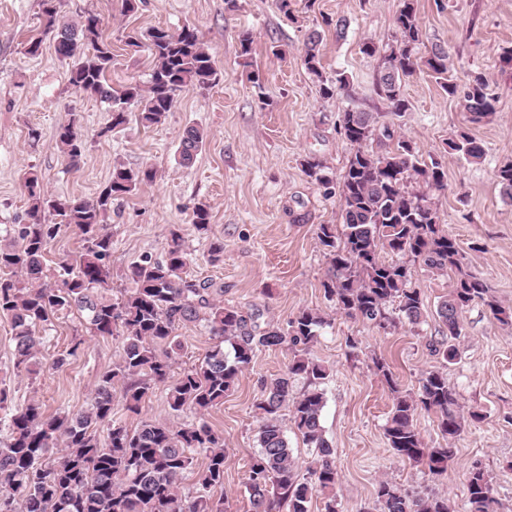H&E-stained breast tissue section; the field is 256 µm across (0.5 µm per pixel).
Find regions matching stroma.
Segmentation results:
<instances>
[{
    "label": "stroma",
    "mask_w": 512,
    "mask_h": 512,
    "mask_svg": "<svg viewBox=\"0 0 512 512\" xmlns=\"http://www.w3.org/2000/svg\"><path fill=\"white\" fill-rule=\"evenodd\" d=\"M423 32L421 53L443 47L458 81L482 73L497 98L490 122L470 123L460 98L448 96L428 71L404 83L408 107L392 115L376 88L381 52L396 41L394 17L400 0H293L284 15L275 0H238L227 10L224 0H145L137 12L122 11L121 0H61L62 22L74 23L87 13L104 21L114 61L112 87L147 84L153 68L148 52L128 46L127 33L153 27L172 31L195 25L213 54L219 80L206 90L185 88L165 121L143 127L137 121L106 132L109 106L77 93L69 83L70 64L45 37L38 55L26 52L27 38L42 29V0H0V237H14L16 225L28 223L23 189L27 173H37L49 194L59 198H92L105 187L117 164L154 169L152 183L117 199L105 216L112 235V286L129 288L128 270L144 257L161 259L170 231H179L192 258L190 272L224 288L226 305L258 313L260 326L286 327L301 310L324 315L328 324L306 351L324 365L325 436L336 450V500L339 512H367L375 505V488L387 480L415 491L447 496L451 512H468L467 478L478 467L493 479L500 506L512 512V326H505L479 302L461 316L454 340L457 357L450 364L432 356L428 342L442 329L436 310L451 285L422 263L412 267L411 285L424 301L426 315L416 325L391 331L353 320L336 310L322 283L330 259L319 246V225L341 224L337 195L325 194L302 172L300 160L320 157L333 174H341L353 147L337 126L341 110L388 114L396 134L411 140L419 155L444 154L448 138L468 133L485 152L471 164L445 156L447 188L438 193L441 224L456 238L470 271L491 294L512 305V201L501 193L496 172L512 161V0H416ZM346 20L343 32L323 26V18ZM320 29L323 71L341 77L346 87L338 98L324 99L305 70L301 56L310 30ZM253 36L251 61L239 55L238 34ZM379 51L362 53L364 42ZM259 70L265 86L257 91L249 70ZM76 114L84 142L78 165L60 152L56 129ZM207 132L190 165L179 160L187 127ZM207 205L211 223L199 235L190 219L194 208ZM224 244L221 262L208 259L210 241ZM182 348L172 376L201 362L214 340L204 325L179 328ZM35 373L13 366V332L0 318V388L7 389L0 419L29 399L46 412L79 413L87 409L100 375L119 359L123 340L95 336L78 318L59 316L44 332ZM78 355L63 367L55 360L74 343ZM293 352L273 347L258 352L236 389L204 420L223 433L224 498L227 512H248V469L258 451L254 404L261 382L280 373ZM384 360L402 390L414 392L422 375L446 366L464 411L481 414L459 436L444 441L433 415L420 411L415 423L432 447L450 444L447 470L429 474L423 466L395 456L384 426L391 406L388 389L374 369ZM112 416L128 429L142 421L165 420L173 427L194 422L190 412H173L164 389H156L139 412L127 411L114 396Z\"/></svg>",
    "instance_id": "obj_1"
}]
</instances>
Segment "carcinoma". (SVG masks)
<instances>
[{
    "label": "carcinoma",
    "instance_id": "cac0c4a2",
    "mask_svg": "<svg viewBox=\"0 0 512 512\" xmlns=\"http://www.w3.org/2000/svg\"><path fill=\"white\" fill-rule=\"evenodd\" d=\"M394 23L399 38L383 54L377 89L392 106L393 114L406 110L405 80L427 69L440 80L450 96L462 94L469 121L486 122L495 114L496 98L488 80L476 74L463 85L449 75L448 52L434 48L419 55L422 29L416 0H401ZM59 0H43V33L53 37L56 53L72 61L70 83L79 92L112 103L107 134L129 122L128 107L137 105L136 120L144 127L159 125L172 110L176 92L184 88L206 90L215 85L218 71L213 55L196 27L185 25L172 32L154 27L143 38L132 37L128 45L145 46L154 65L147 87L129 84L112 89L107 74L112 67V43L103 36L102 19L87 14L75 26L58 25ZM320 31L312 30L303 50V64L315 78L320 97L340 94L342 78L323 75ZM339 125L346 139L356 146L341 177L343 230L322 224L317 238L331 257L325 297L345 315L382 329L402 321L417 325L425 309L420 292L410 287L409 262L420 261L433 272L453 274L448 296L437 307V316L448 335H460V317L471 303L482 302L502 324H512V306H505L489 293L488 285L470 270L456 239L440 228V214L431 195L446 188L441 159L421 160L414 144L395 137L392 125L379 112L345 109ZM57 143L75 165L83 142L75 114L56 130ZM389 141L377 152L369 148L374 139ZM206 140L204 132L187 128L180 142L182 163L189 164ZM446 153L469 163H479L484 149L476 139L460 133L446 142ZM302 171L325 192L332 193L333 177L324 162L307 155ZM151 168L117 165L108 185L94 198L59 199L46 193L39 177H26L30 222L17 229V240L0 243V317L10 320L13 330L15 368L35 371L43 337L39 329L63 313L76 312L86 328L99 336H120L123 348L117 363L99 379L91 407L79 414L47 415L40 401L32 398L13 412L0 440V512H224V436L203 416L224 402L256 353L278 346H308L327 325L313 310H302L289 322V329L273 325L260 329L258 315L243 314L218 300L224 289L211 280L190 274V254L182 237L173 232L165 257H146L132 267L133 287L113 294L112 234L103 219L112 201L153 182ZM503 196L512 200V163L497 170ZM211 215L200 206L191 217L194 228L208 231ZM72 228L82 237L83 251L74 259L57 263V279L48 282L46 250L62 229ZM387 249L398 259L382 260ZM205 322L218 343L197 366L183 369L167 385V402L174 412L190 411L198 421L174 428L165 420H146L129 430L112 418L114 392L127 409L139 412L142 402L155 389L166 385L178 328ZM164 343L173 350L157 349ZM433 355L449 363L457 356L444 339L429 342ZM378 375L391 395L385 438L397 456L426 467L438 475L448 467L451 449L430 448L416 428L415 414L422 409L435 415L442 436L457 437L465 426L448 375L435 367L421 377L417 392H403L383 361H375ZM299 378L309 382L301 395L292 394ZM326 367L296 355L285 369L262 385L256 404L259 411V450L248 471L250 512H309L313 496H320L324 512H338L335 451L325 437L322 412ZM288 410L294 428L315 455L298 472L293 451L282 426V410ZM106 430L102 437L99 430ZM205 455L196 471V492L182 490L184 474L192 468V452ZM469 512H497L492 479L474 468L468 480ZM376 512H449L448 499L434 493H413L382 480L375 489Z\"/></svg>",
    "mask_w": 512,
    "mask_h": 512
}]
</instances>
